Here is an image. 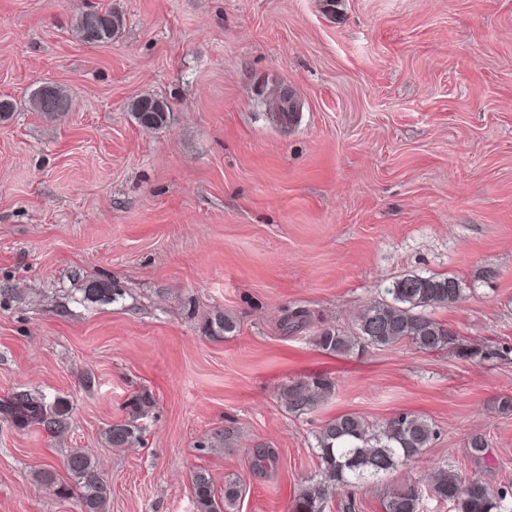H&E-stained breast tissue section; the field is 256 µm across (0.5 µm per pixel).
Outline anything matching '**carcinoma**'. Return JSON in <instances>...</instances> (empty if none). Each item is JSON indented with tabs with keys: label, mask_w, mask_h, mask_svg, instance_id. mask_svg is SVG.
<instances>
[{
	"label": "carcinoma",
	"mask_w": 512,
	"mask_h": 512,
	"mask_svg": "<svg viewBox=\"0 0 512 512\" xmlns=\"http://www.w3.org/2000/svg\"><path fill=\"white\" fill-rule=\"evenodd\" d=\"M123 27V19L110 10H88L77 19L75 30L90 44L112 42ZM30 106L53 119L55 112L69 110V97L45 83L30 96ZM137 124L156 130L166 124L170 105L162 98L144 96L131 104ZM463 293L461 281L451 275L404 274L385 289V297L363 307L346 327L324 324L315 331V345L329 355L348 356L368 348L408 343L418 351H438L456 344L458 336L432 311L454 305ZM304 311H292L283 328L298 332L307 327ZM336 382L326 375H312L281 385L279 397L285 410L310 414L335 393ZM4 413L17 426H39L49 433L63 429L67 411L47 410L41 398L30 393L15 395ZM141 429L130 422L113 424L109 442L120 448L140 440ZM438 437L436 425L427 416L400 411L381 424H372L355 412H345L325 421L315 433L318 472L300 485L292 500V512H324L336 490H353L374 483L399 466L422 456ZM64 468L79 488V512H107L110 487L97 463L84 451L71 452ZM195 501L200 512H237L244 484L238 478L224 481L222 495L215 494L212 479L200 470L192 476ZM505 490H493L476 477H466L449 462L433 467L431 482L422 486L408 481L390 488L382 502L383 512H424L425 497L433 496L453 505L454 512H499Z\"/></svg>",
	"instance_id": "carcinoma-1"
}]
</instances>
